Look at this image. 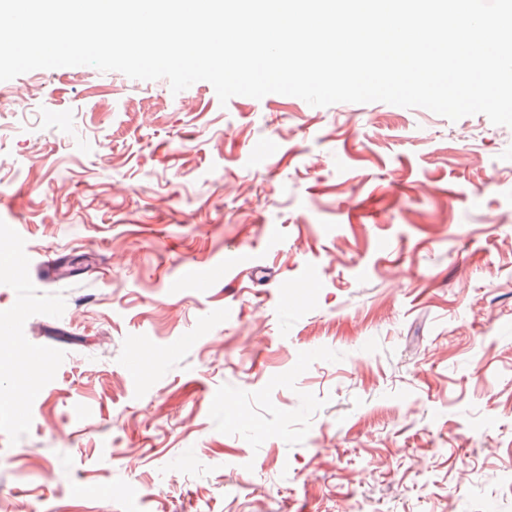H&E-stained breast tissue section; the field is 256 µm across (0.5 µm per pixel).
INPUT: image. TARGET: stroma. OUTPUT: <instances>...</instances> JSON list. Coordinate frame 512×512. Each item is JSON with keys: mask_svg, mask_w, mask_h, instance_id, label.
Returning <instances> with one entry per match:
<instances>
[{"mask_svg": "<svg viewBox=\"0 0 512 512\" xmlns=\"http://www.w3.org/2000/svg\"><path fill=\"white\" fill-rule=\"evenodd\" d=\"M0 92V512H512V127Z\"/></svg>", "mask_w": 512, "mask_h": 512, "instance_id": "stroma-1", "label": "stroma"}]
</instances>
